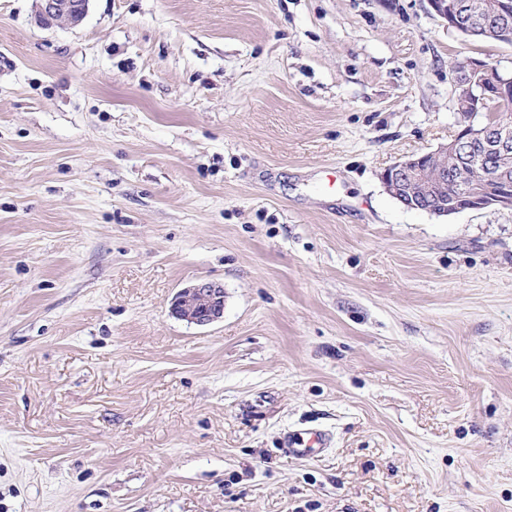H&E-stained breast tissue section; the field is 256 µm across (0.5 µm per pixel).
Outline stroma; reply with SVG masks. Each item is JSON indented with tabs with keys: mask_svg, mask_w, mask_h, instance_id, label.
I'll return each mask as SVG.
<instances>
[{
	"mask_svg": "<svg viewBox=\"0 0 512 512\" xmlns=\"http://www.w3.org/2000/svg\"><path fill=\"white\" fill-rule=\"evenodd\" d=\"M35 15L0 0V512H512V209L381 180L512 44L427 0ZM170 313L197 326L211 325L224 315V290L204 281L183 288L176 294ZM310 437L305 441L298 435L288 437L286 448L288 453L297 457H306L314 454L319 448H328L329 440L320 432H310Z\"/></svg>",
	"mask_w": 512,
	"mask_h": 512,
	"instance_id": "35a3bbf8",
	"label": "stroma"
}]
</instances>
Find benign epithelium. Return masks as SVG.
<instances>
[{"mask_svg":"<svg viewBox=\"0 0 512 512\" xmlns=\"http://www.w3.org/2000/svg\"><path fill=\"white\" fill-rule=\"evenodd\" d=\"M433 12L448 29L468 38L512 41V3L504 0L496 11L474 13L455 0H428ZM89 0H38L39 25H78L86 16ZM460 95L468 100L469 112L448 143L426 154L397 161L381 179L387 193L411 209L419 204L428 212L451 215L463 210L512 208V176L497 167L496 158L512 154V113L503 108L512 103V72L484 60L469 57L455 65ZM454 155L458 164L450 169L429 159ZM479 164L496 190L479 194L473 190L472 170ZM170 313L197 326H208L224 315V289L210 282L181 289Z\"/></svg>","mask_w":512,"mask_h":512,"instance_id":"benign-epithelium-1","label":"benign epithelium"}]
</instances>
